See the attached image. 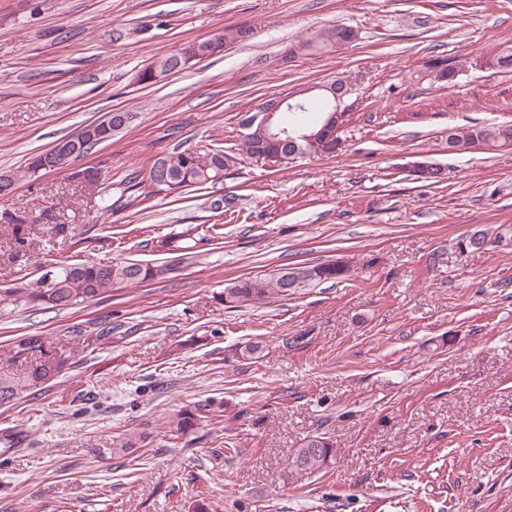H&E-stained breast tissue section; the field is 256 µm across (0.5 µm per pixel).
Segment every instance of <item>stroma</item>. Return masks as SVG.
<instances>
[{
  "mask_svg": "<svg viewBox=\"0 0 512 512\" xmlns=\"http://www.w3.org/2000/svg\"><path fill=\"white\" fill-rule=\"evenodd\" d=\"M235 25L253 36L152 85L141 68ZM346 25L340 47L318 35ZM512 47V0H0V172L103 113L131 126L82 160L111 210L63 170L19 180L4 209L69 207L0 286L56 263L158 261L147 240L186 224L224 242L167 278L56 310L0 318V366L40 336L66 365L0 406V512H512V243L462 241L512 227V149L448 151L455 126L512 121V73L480 68ZM449 59L455 83L418 78ZM355 84L338 150L272 167L240 158L215 187L122 194L177 146H234L242 114L336 77ZM439 164L443 182L404 166ZM230 211L214 217L208 202ZM339 259L351 274L288 300L225 308L227 280ZM265 342V357L237 347ZM224 403L222 423L168 438L186 404ZM125 433L145 445L111 451ZM336 445L325 474L290 468L309 434Z\"/></svg>",
  "mask_w": 512,
  "mask_h": 512,
  "instance_id": "obj_1",
  "label": "stroma"
}]
</instances>
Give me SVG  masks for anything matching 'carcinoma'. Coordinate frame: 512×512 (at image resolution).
<instances>
[{"mask_svg": "<svg viewBox=\"0 0 512 512\" xmlns=\"http://www.w3.org/2000/svg\"><path fill=\"white\" fill-rule=\"evenodd\" d=\"M321 39L324 44L339 47L352 42L355 36L352 33L343 35L342 28L336 26L323 32ZM489 64L500 72L511 73L512 48L491 55ZM276 120L290 125L298 120L302 123L304 132L311 135L309 139H298L288 144V150L296 151L302 156L324 154L322 138L315 136L320 131L324 118L310 122L305 112H281ZM87 130L93 146L106 142L115 135V131L94 122L87 125ZM477 143L484 153L512 146V123L499 122L449 129L448 147L452 148V153H470ZM270 148L271 144L265 132L256 125L248 132L247 137L239 139L237 147L230 152L225 151L222 146H212L206 150L189 147L177 150L155 162L147 179L130 178L125 183L124 190L135 193L146 185L174 194H181L190 188L202 190L221 182L218 177V164L227 166L229 161H237L239 155L256 157ZM48 218L52 219V224L47 227L50 233L61 237L68 235L70 224L66 221L64 211L54 210ZM0 225L11 233L13 250L10 258L17 260L24 257L31 245L32 236L35 235L37 222L32 217L26 218L23 212L4 211L0 213ZM222 238V224H211L202 229L186 226L154 241L153 249L184 260L199 253L200 247L216 245ZM168 271L167 264L154 265L132 259L109 265L83 261L57 266L53 270L52 286L48 288H33L29 281H18L9 288H0V310L25 306L31 308L44 304L55 309H68L92 301L123 285L163 279ZM348 273L349 267H338L330 262L315 265L296 263L285 268V276L291 275L301 280L303 287L289 289L284 276L273 273L266 277L238 278L224 286L220 301L227 308H239L251 302H266L274 298L286 300L323 283L341 281ZM34 352L39 354L36 365L0 371V406L11 405L33 393V389L46 383L48 376L56 377L61 372L64 360L46 349L39 336L26 337V341L17 346L15 357ZM212 412V402L209 400L178 410L169 421L172 439L178 440L186 435L203 418V414ZM335 454L334 443L329 438L309 434L294 449L288 463L295 470L313 474L328 468Z\"/></svg>", "mask_w": 512, "mask_h": 512, "instance_id": "1", "label": "carcinoma"}]
</instances>
